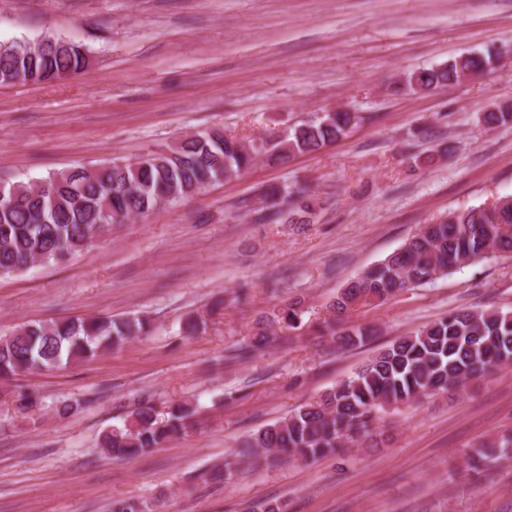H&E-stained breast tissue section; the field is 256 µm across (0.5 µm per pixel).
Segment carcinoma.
I'll list each match as a JSON object with an SVG mask.
<instances>
[{
  "mask_svg": "<svg viewBox=\"0 0 512 512\" xmlns=\"http://www.w3.org/2000/svg\"><path fill=\"white\" fill-rule=\"evenodd\" d=\"M497 59L466 53L444 64L409 72L402 88L426 91L461 83L493 70ZM89 64L85 45L49 37L22 53L0 45V84L40 83L66 77ZM354 112L314 116L249 141L221 129L198 132L174 145L149 150L132 161L121 158L96 168L85 166L54 172L36 182L0 185V274L22 271L36 262L63 263L91 247L132 214L146 216L155 208L199 193L211 183L239 176L261 158L282 164L295 153H310L343 137L356 122ZM490 129L512 124V106L483 114ZM265 205L254 221H280V198L296 197L288 222L308 224L314 215L306 189L273 187L263 192ZM512 255V198L494 206L455 209L423 224L398 249L360 277L350 281L331 305L340 315L357 305L387 299L406 288L430 284L449 272L495 254ZM304 314L295 301L279 310L278 322L293 327ZM201 315H190L182 333L195 336L205 328ZM141 315L122 320L107 316L22 324L0 336V378L50 371L69 363L92 360L151 332ZM375 330L359 327L334 331L338 350L363 346ZM273 334L265 325L240 348L247 358L267 345ZM512 363V310H457L416 333L391 341L352 376L299 406L287 417L241 442L237 459L224 463L212 480L231 478L263 455L281 453L308 464L342 453L347 444L373 437L374 422L387 410L410 407L424 397L465 390L467 384ZM16 412L31 416L40 410L28 393L11 395ZM196 408L175 403L165 421H158L151 396L144 395L120 426L105 430L100 446L112 457L130 459L148 453L194 427ZM512 457V434L482 443L470 455L473 469L492 475L500 460Z\"/></svg>",
  "mask_w": 512,
  "mask_h": 512,
  "instance_id": "1",
  "label": "carcinoma"
}]
</instances>
